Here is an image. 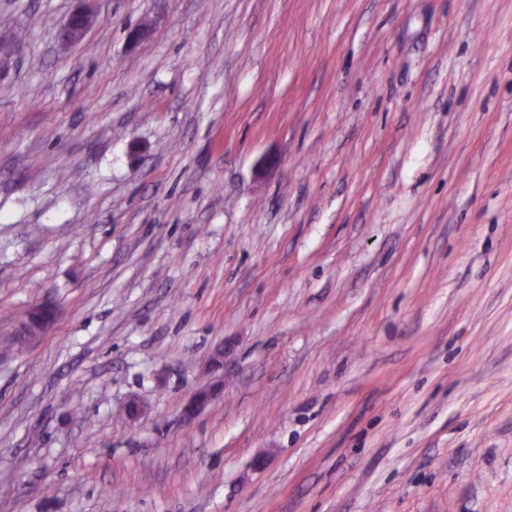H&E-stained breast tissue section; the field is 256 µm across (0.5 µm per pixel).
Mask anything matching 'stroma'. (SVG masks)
<instances>
[{
    "instance_id": "35a3bbf8",
    "label": "stroma",
    "mask_w": 512,
    "mask_h": 512,
    "mask_svg": "<svg viewBox=\"0 0 512 512\" xmlns=\"http://www.w3.org/2000/svg\"><path fill=\"white\" fill-rule=\"evenodd\" d=\"M81 6L0 0V512H512V0ZM84 6L72 13L64 26V34L69 42L80 41L96 18L93 7L95 0H82ZM56 316V308L49 303H41L31 307L20 320L19 336H33L31 339L45 336L53 326ZM29 322L33 323V327L25 332L24 324Z\"/></svg>"
}]
</instances>
